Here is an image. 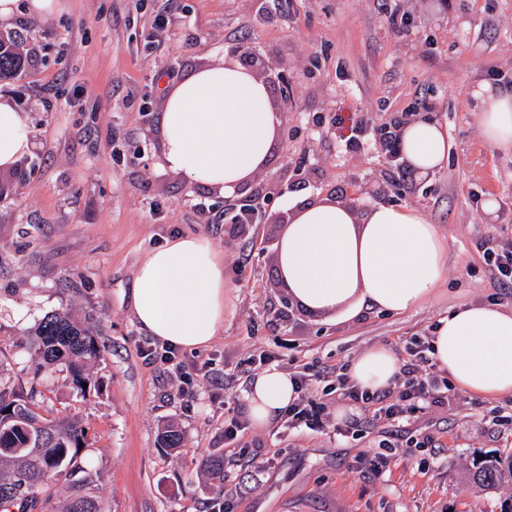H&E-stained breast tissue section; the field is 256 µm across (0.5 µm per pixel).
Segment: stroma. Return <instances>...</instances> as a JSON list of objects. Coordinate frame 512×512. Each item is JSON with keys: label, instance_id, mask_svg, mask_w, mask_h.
I'll return each mask as SVG.
<instances>
[{"label": "stroma", "instance_id": "1", "mask_svg": "<svg viewBox=\"0 0 512 512\" xmlns=\"http://www.w3.org/2000/svg\"><path fill=\"white\" fill-rule=\"evenodd\" d=\"M26 4L10 27L30 65L0 83L32 132L26 175L0 200V389L87 431L82 470L57 482L51 507L77 490L101 512H209L226 498L232 512H500L512 488L476 491L465 477L473 459L512 452V396L461 392L446 412L419 415L415 428L436 432L438 447L408 449L371 486L354 469L392 438L384 424L348 438L291 434L280 419L248 428L246 441L277 463L237 468L221 485L201 461L223 453L224 418L243 412L260 356L287 372H332L372 347L402 352L459 303L512 309V288L498 287L478 247L512 241V149L485 141L475 95L489 70L512 74V0H61L46 19ZM235 47L243 64L278 68L270 103L288 112L260 173L265 215L239 228L222 221L233 197L170 170L160 146L163 84ZM401 113L447 131L441 169L422 176L390 158L378 127ZM352 137L360 148L347 147ZM322 197L419 210L445 238L444 283L399 314L349 319L289 302L275 261L283 223L290 206ZM186 234L223 251L229 283L223 334L185 354L208 362L210 381L188 388L141 355L149 337L130 301L143 256ZM244 249L252 259L238 274ZM65 311L89 316L101 348L82 397L26 347L28 329ZM169 422L184 433L174 452L158 443Z\"/></svg>", "mask_w": 512, "mask_h": 512}]
</instances>
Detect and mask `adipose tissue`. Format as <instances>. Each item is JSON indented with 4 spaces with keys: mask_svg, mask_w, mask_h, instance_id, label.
Listing matches in <instances>:
<instances>
[{
    "mask_svg": "<svg viewBox=\"0 0 512 512\" xmlns=\"http://www.w3.org/2000/svg\"><path fill=\"white\" fill-rule=\"evenodd\" d=\"M484 139L512 148V91H478ZM266 83L235 60L192 72L165 96L160 143L165 164L189 181L233 195L265 166L280 132ZM401 154L416 173L440 169L448 138L436 122L416 120L400 133ZM32 147L15 101L0 96V170ZM445 242L417 209L317 199L294 209L277 244L276 265L290 298L319 313L357 315L361 303L387 313L419 305L445 280ZM224 257L202 234L180 236L139 262L131 307L139 328L184 350L208 346L224 330ZM432 357L458 390L488 400L512 395V311L463 302L433 329ZM398 360L370 348L356 358L352 379L388 387ZM296 397L287 372L257 374L242 393L256 428L268 426Z\"/></svg>",
    "mask_w": 512,
    "mask_h": 512,
    "instance_id": "ef3b65f1",
    "label": "adipose tissue"
}]
</instances>
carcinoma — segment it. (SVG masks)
Here are the masks:
<instances>
[{"label": "carcinoma", "instance_id": "1", "mask_svg": "<svg viewBox=\"0 0 512 512\" xmlns=\"http://www.w3.org/2000/svg\"><path fill=\"white\" fill-rule=\"evenodd\" d=\"M28 65L23 38L7 30L0 36V82L19 77ZM31 347L50 371L66 367L72 388L85 395L83 384L93 383L90 365L100 355L88 319L70 312L45 315L33 329ZM87 443L86 433L76 420L46 419L26 400L12 399L0 392V508L16 507L34 512L37 490H50L63 473L79 467V453ZM203 467L218 483H224V457L208 455ZM471 486L496 490L512 483V453L476 463L469 472ZM64 512H99L96 502L73 495Z\"/></svg>", "mask_w": 512, "mask_h": 512}]
</instances>
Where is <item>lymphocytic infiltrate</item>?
I'll return each instance as SVG.
<instances>
[{
  "instance_id": "obj_1",
  "label": "lymphocytic infiltrate",
  "mask_w": 512,
  "mask_h": 512,
  "mask_svg": "<svg viewBox=\"0 0 512 512\" xmlns=\"http://www.w3.org/2000/svg\"><path fill=\"white\" fill-rule=\"evenodd\" d=\"M430 344L424 339H416L407 346V357L401 360L391 388L369 392L359 388L347 373H337L328 377L326 372L310 368L293 372L291 380L297 393L296 399L285 410L288 430L300 433L306 430L323 432L333 430L334 434L346 437L358 435L364 423H385L394 428L409 424L418 414H425L438 408H445L453 400L447 378L439 376L428 355ZM337 396L350 404L363 409L368 414L367 422H346L331 425L324 418L325 400ZM247 423L238 416L224 421V437L231 446L224 451V468L244 464L262 472L272 468L274 458L262 454L260 450L244 451L235 447L234 442L243 437Z\"/></svg>"
}]
</instances>
